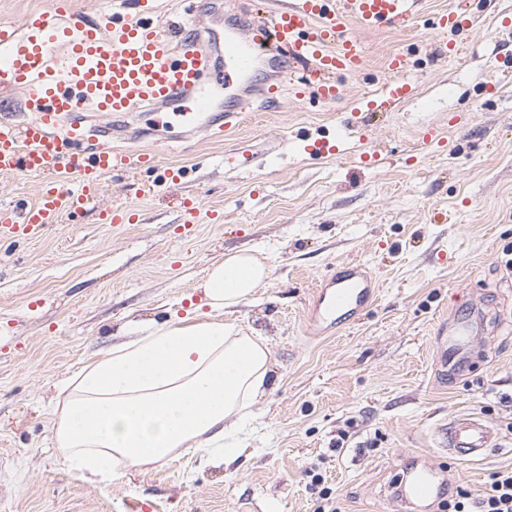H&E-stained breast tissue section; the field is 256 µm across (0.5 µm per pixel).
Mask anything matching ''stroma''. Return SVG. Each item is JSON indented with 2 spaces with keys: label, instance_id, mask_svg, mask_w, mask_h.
Instances as JSON below:
<instances>
[{
  "label": "stroma",
  "instance_id": "35a3bbf8",
  "mask_svg": "<svg viewBox=\"0 0 512 512\" xmlns=\"http://www.w3.org/2000/svg\"><path fill=\"white\" fill-rule=\"evenodd\" d=\"M272 0H157L177 22L189 9H269ZM457 0H421L406 27L364 35L366 64L339 78L324 104L282 86L253 98L217 135L178 117L118 118L121 147L153 150L178 182L156 172L114 173L100 203L129 207L133 224L94 210L60 218L29 240L0 245V512H323L307 488L321 473L341 512H411L393 498L407 459L439 466L480 496L512 467V0H468L466 23L442 51L434 19ZM406 54L414 93L394 111L355 115ZM438 132L425 144V127ZM342 138L335 156L300 140ZM200 214L185 233L182 203ZM224 221L211 223L210 211ZM260 255L270 268L229 314L269 348L271 382L253 410L260 427L232 469L185 453L123 469L93 485L69 469L50 432L62 387L127 340L131 322L190 315L224 255ZM362 263L378 284L365 315L337 328L309 325L316 285L341 263ZM484 331L469 371L444 373L437 336L468 303ZM457 412L482 416L497 447L453 459L439 428Z\"/></svg>",
  "mask_w": 512,
  "mask_h": 512
}]
</instances>
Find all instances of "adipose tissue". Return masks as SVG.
<instances>
[{
	"label": "adipose tissue",
	"instance_id": "obj_1",
	"mask_svg": "<svg viewBox=\"0 0 512 512\" xmlns=\"http://www.w3.org/2000/svg\"><path fill=\"white\" fill-rule=\"evenodd\" d=\"M269 275L257 256L234 253L202 283L201 311L150 327L112 347L60 392L51 431L63 461L99 480L167 460L180 448L237 455L232 430L251 423L266 392L270 351L220 315Z\"/></svg>",
	"mask_w": 512,
	"mask_h": 512
}]
</instances>
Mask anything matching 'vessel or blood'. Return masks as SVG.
<instances>
[{"label":"vessel or blood","mask_w":512,"mask_h":512,"mask_svg":"<svg viewBox=\"0 0 512 512\" xmlns=\"http://www.w3.org/2000/svg\"><path fill=\"white\" fill-rule=\"evenodd\" d=\"M419 0H280L263 15L226 16L222 30L202 17L179 26L177 39L161 27L154 0H137L138 18L128 13V0H113L100 23L57 8L27 13L20 25L0 23V89L19 91L32 117L22 123L0 122V174L42 177L44 188L34 203L0 209V239L26 240L56 224L61 214L77 215L100 196L102 176L149 168L162 179L181 178V169L161 168L156 155L114 146L111 130L100 127L88 139L83 125L89 113L129 114L172 109L195 129L215 125L230 129L237 113H212V83L236 82L252 89L248 73L258 60L287 71L306 63L320 98L339 97L337 77L363 69L362 37L383 26H403ZM356 34L345 35L348 26ZM223 70H216L214 53ZM406 55L388 61L390 81L367 107L392 110L409 97ZM374 298V286L357 262L343 263L316 289L312 322L337 327L355 319ZM478 327L469 311L459 312L440 338L439 363L444 372H459L475 343ZM443 444L460 460H472L496 447L494 429L478 414L459 412L442 428ZM402 498L424 501L437 496L431 464L407 471L399 482Z\"/></svg>","instance_id":"obj_1"}]
</instances>
